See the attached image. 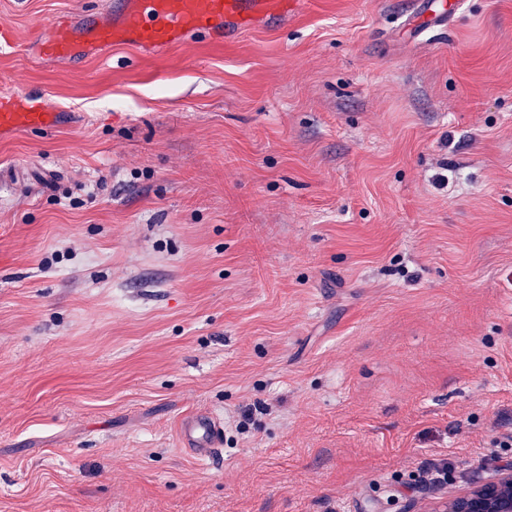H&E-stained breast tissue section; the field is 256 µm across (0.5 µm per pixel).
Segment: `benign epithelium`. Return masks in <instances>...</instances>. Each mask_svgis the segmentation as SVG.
Segmentation results:
<instances>
[{
  "label": "benign epithelium",
  "mask_w": 512,
  "mask_h": 512,
  "mask_svg": "<svg viewBox=\"0 0 512 512\" xmlns=\"http://www.w3.org/2000/svg\"><path fill=\"white\" fill-rule=\"evenodd\" d=\"M434 512H512V465L487 469Z\"/></svg>",
  "instance_id": "7a95c632"
}]
</instances>
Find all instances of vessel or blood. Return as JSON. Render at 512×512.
I'll use <instances>...</instances> for the list:
<instances>
[{"mask_svg":"<svg viewBox=\"0 0 512 512\" xmlns=\"http://www.w3.org/2000/svg\"><path fill=\"white\" fill-rule=\"evenodd\" d=\"M299 5L300 0H116L111 20L95 18L78 30L55 22L52 35L38 48L43 56L70 59L115 45L174 48L192 32L221 43L258 24H279ZM58 121V113L48 111L36 96L0 94V132L49 130ZM179 436L193 454L209 457L221 428L211 416H191L183 421Z\"/></svg>","mask_w":512,"mask_h":512,"instance_id":"vessel-or-blood-1","label":"vessel or blood"}]
</instances>
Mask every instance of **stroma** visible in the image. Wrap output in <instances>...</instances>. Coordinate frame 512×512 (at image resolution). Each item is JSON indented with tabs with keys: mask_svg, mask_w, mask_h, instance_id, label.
<instances>
[{
	"mask_svg": "<svg viewBox=\"0 0 512 512\" xmlns=\"http://www.w3.org/2000/svg\"><path fill=\"white\" fill-rule=\"evenodd\" d=\"M109 2L0 0V93L61 115L0 135V512H406L511 465L512 0L37 55ZM179 436L183 446L193 454L210 457L219 449L214 446L221 437V428L209 415L191 416L183 421Z\"/></svg>",
	"mask_w": 512,
	"mask_h": 512,
	"instance_id": "35a3bbf8",
	"label": "stroma"
}]
</instances>
